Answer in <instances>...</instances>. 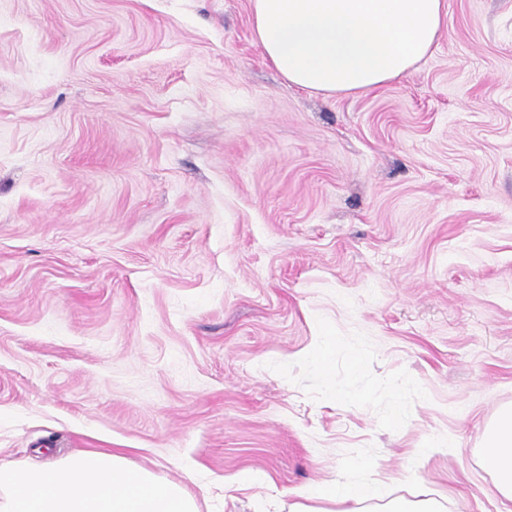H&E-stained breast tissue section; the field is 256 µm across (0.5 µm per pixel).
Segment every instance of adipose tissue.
<instances>
[{
  "label": "adipose tissue",
  "instance_id": "obj_1",
  "mask_svg": "<svg viewBox=\"0 0 512 512\" xmlns=\"http://www.w3.org/2000/svg\"><path fill=\"white\" fill-rule=\"evenodd\" d=\"M255 37L288 83L325 94L376 90L408 74L445 26V0H250ZM483 466L512 501V407L484 435ZM373 486L328 482L293 512H358ZM0 512H196L178 483L128 466L123 455L85 452L42 466L0 465Z\"/></svg>",
  "mask_w": 512,
  "mask_h": 512
}]
</instances>
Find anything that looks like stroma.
Segmentation results:
<instances>
[{"label": "stroma", "instance_id": "obj_1", "mask_svg": "<svg viewBox=\"0 0 512 512\" xmlns=\"http://www.w3.org/2000/svg\"><path fill=\"white\" fill-rule=\"evenodd\" d=\"M445 6L409 75L327 96L250 0H0V464L119 448L197 512L358 478L512 512L481 464L512 406V0ZM338 347L337 336H323L321 343L313 352V359L317 363L321 376L328 389L333 392L335 386L331 377L332 360L335 349Z\"/></svg>", "mask_w": 512, "mask_h": 512}]
</instances>
